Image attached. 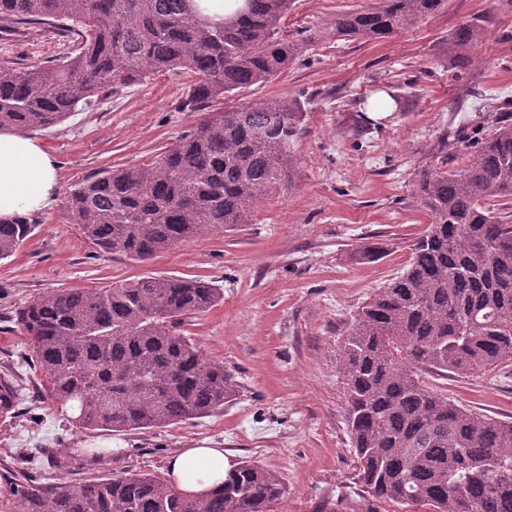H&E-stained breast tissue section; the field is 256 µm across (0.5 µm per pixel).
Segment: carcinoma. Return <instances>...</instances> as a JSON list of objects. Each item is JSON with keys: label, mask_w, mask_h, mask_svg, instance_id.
Segmentation results:
<instances>
[{"label": "carcinoma", "mask_w": 512, "mask_h": 512, "mask_svg": "<svg viewBox=\"0 0 512 512\" xmlns=\"http://www.w3.org/2000/svg\"><path fill=\"white\" fill-rule=\"evenodd\" d=\"M292 0H244L222 22L194 0H0V35L62 25L74 48L47 65L0 63V130L60 124L113 82L180 70L184 105L267 84L318 32L279 35ZM445 0H378L336 15V36L383 40ZM482 35L467 22L448 54L467 59ZM304 103L273 95L212 112L147 164L80 182L64 205L98 252L143 261L206 231L250 224L258 200L289 178ZM457 170L427 168L415 197L430 215L406 270L358 308L338 348L357 479L372 499L430 512H512V422L477 415L422 385L415 370L479 371L512 361V108L468 140ZM27 215L0 221V260L34 231ZM223 295L202 278L146 276L109 288L49 291L16 312L48 397L71 423L128 432L224 409L235 394L224 366L180 333ZM22 388L0 374V418L19 414ZM0 512H271L277 474L243 461L206 494L144 474L47 483L25 467L0 473Z\"/></svg>", "instance_id": "obj_1"}]
</instances>
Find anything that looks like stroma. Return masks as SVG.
<instances>
[{"instance_id":"stroma-1","label":"stroma","mask_w":512,"mask_h":512,"mask_svg":"<svg viewBox=\"0 0 512 512\" xmlns=\"http://www.w3.org/2000/svg\"><path fill=\"white\" fill-rule=\"evenodd\" d=\"M374 0H293L279 25L292 39L321 36L275 81L215 101L213 111L271 95L306 100L304 132L289 179L261 198L249 224L204 233L135 262L98 253L64 214L63 196L103 170L150 162L200 122L185 108L190 76L151 74L115 83L64 122L33 131L55 158L59 202L34 216L36 227L0 260V372L15 374L26 399L20 418L0 421V468L21 465L29 449L43 481L91 474L165 479L170 455L207 443L232 462L274 471L286 494L274 512H405L369 500L356 478L346 426L338 346L367 297L408 265L430 216L414 198L422 170L461 168L452 134L473 136L512 100V0H447L416 26L376 42L339 40L337 14ZM482 20L472 60L444 47L460 24ZM63 32L0 37V62L35 65L70 52ZM395 98L386 118L366 117L376 89ZM211 280L218 306L186 318L183 332L223 364L236 385L223 410L162 429L130 432L73 427L43 402L16 311L38 296L106 288L144 276ZM421 382L480 415L512 422V362L475 372L424 371ZM104 449L97 463L87 453Z\"/></svg>"}]
</instances>
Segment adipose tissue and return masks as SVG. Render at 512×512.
<instances>
[{
    "label": "adipose tissue",
    "instance_id": "adipose-tissue-1",
    "mask_svg": "<svg viewBox=\"0 0 512 512\" xmlns=\"http://www.w3.org/2000/svg\"><path fill=\"white\" fill-rule=\"evenodd\" d=\"M58 170L38 140L16 131H0V220L38 213L56 200ZM230 467L220 448H184L169 462L171 485L202 494L220 483Z\"/></svg>",
    "mask_w": 512,
    "mask_h": 512
}]
</instances>
